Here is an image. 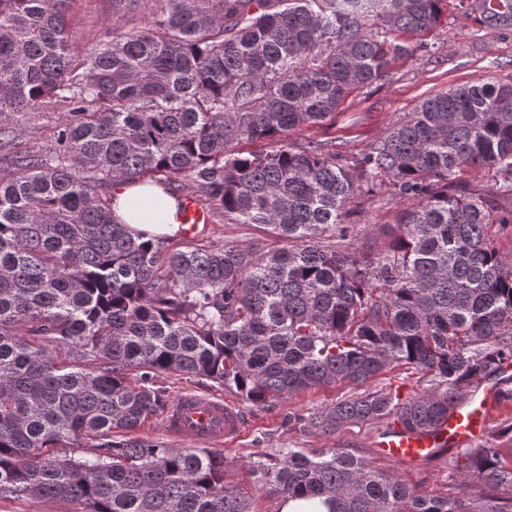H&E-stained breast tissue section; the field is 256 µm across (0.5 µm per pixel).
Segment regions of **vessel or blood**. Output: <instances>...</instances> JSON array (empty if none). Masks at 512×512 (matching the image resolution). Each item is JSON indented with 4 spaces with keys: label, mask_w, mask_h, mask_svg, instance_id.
I'll return each instance as SVG.
<instances>
[{
    "label": "vessel or blood",
    "mask_w": 512,
    "mask_h": 512,
    "mask_svg": "<svg viewBox=\"0 0 512 512\" xmlns=\"http://www.w3.org/2000/svg\"><path fill=\"white\" fill-rule=\"evenodd\" d=\"M187 217V235H194L201 224L210 220L206 206L194 197L184 199ZM495 394L484 390L473 395L471 404L461 406L447 422L422 434L402 433L398 425H391L388 433L380 435L376 446L379 454L388 460L411 465L419 462L425 452L433 448H464L483 436L487 430L485 419L475 417V408L493 405ZM168 431L192 440H232L242 431V417L237 407L229 402L196 394L182 395L165 415Z\"/></svg>",
    "instance_id": "obj_1"
}]
</instances>
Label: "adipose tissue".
<instances>
[{"mask_svg": "<svg viewBox=\"0 0 512 512\" xmlns=\"http://www.w3.org/2000/svg\"><path fill=\"white\" fill-rule=\"evenodd\" d=\"M114 208L131 230L168 236L180 228L178 203L161 185L120 183L112 188Z\"/></svg>", "mask_w": 512, "mask_h": 512, "instance_id": "ef3b65f1", "label": "adipose tissue"}]
</instances>
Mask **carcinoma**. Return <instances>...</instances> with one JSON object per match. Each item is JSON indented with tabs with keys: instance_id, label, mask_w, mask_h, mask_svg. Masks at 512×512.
I'll list each match as a JSON object with an SVG mask.
<instances>
[{
	"instance_id": "obj_1",
	"label": "carcinoma",
	"mask_w": 512,
	"mask_h": 512,
	"mask_svg": "<svg viewBox=\"0 0 512 512\" xmlns=\"http://www.w3.org/2000/svg\"><path fill=\"white\" fill-rule=\"evenodd\" d=\"M65 2L0 0V152L18 115L62 109L50 148L0 164V496L250 512L223 453L132 437L164 407L161 374L252 404L398 365L427 382L342 399L306 419L319 435L393 420L423 433L485 384L512 407V264L488 234L512 224V78L421 101L351 162L287 141L385 79L446 0H156L150 27L85 54ZM456 6L512 29V0ZM384 180L418 208L384 249L340 247L352 204ZM127 181L174 185L284 246L147 239L104 192ZM437 461L457 495L344 448H288L252 471L327 512H512L511 450L436 448L423 463Z\"/></svg>"
}]
</instances>
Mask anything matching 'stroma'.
Listing matches in <instances>:
<instances>
[{
	"label": "stroma",
	"mask_w": 512,
	"mask_h": 512,
	"mask_svg": "<svg viewBox=\"0 0 512 512\" xmlns=\"http://www.w3.org/2000/svg\"><path fill=\"white\" fill-rule=\"evenodd\" d=\"M68 19L74 43L88 52L102 43L113 28L143 29L150 25L151 10L140 8L116 12L112 0H69ZM425 49L397 59L390 74L377 85L356 89L318 126L293 132L291 141L335 144L349 159L361 157L387 130L422 100L449 88L474 81H494L512 76V32L481 24L476 15L448 9L438 26L425 35ZM394 187L382 182L375 193L365 196L355 215L356 231L349 247L373 251L398 233L400 215L413 207L410 199L393 196ZM199 235L227 243L250 244L262 249L270 241L262 229L250 224H227L222 218L201 225ZM153 386L165 400L192 392L237 404L243 430L234 440L219 444L227 461V479L248 495L251 512H279L280 500L260 487L250 466L253 461L285 448H345L372 458L375 465L397 471L408 484L432 494L451 490L448 470L440 463L407 469L378 457L374 441L377 424L346 425L335 433L318 435L304 427L305 418L357 393V386L336 384L315 387L265 405L239 400L237 394L205 379H188L173 374L154 378Z\"/></svg>",
	"instance_id": "1"
}]
</instances>
